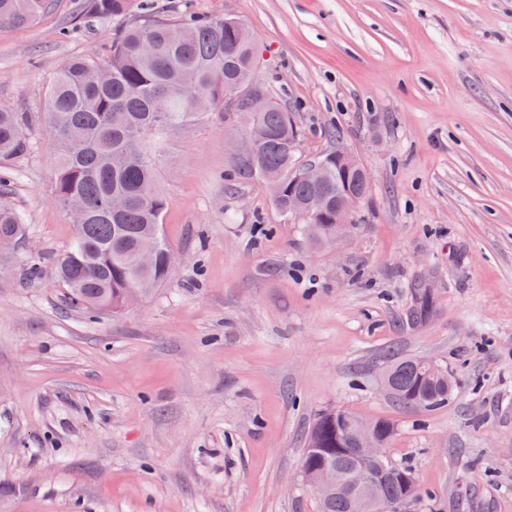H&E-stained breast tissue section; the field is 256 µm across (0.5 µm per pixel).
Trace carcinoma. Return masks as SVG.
<instances>
[{"label": "carcinoma", "instance_id": "1", "mask_svg": "<svg viewBox=\"0 0 512 512\" xmlns=\"http://www.w3.org/2000/svg\"><path fill=\"white\" fill-rule=\"evenodd\" d=\"M60 0H0V24L26 25L57 9ZM134 0H82L81 22L107 23L126 17ZM157 7L144 6L141 19L116 30L104 59L73 57L64 61L47 87L41 112L51 129L56 152V176L51 194L63 207L76 197L85 208L83 222L74 227L69 247L59 256L55 274L67 289L69 303L118 315L126 293L143 281L163 283L170 275L171 245L162 232L165 199L157 182L148 138L180 127L208 112L224 111V97L232 88L255 79V43L242 28L224 24L222 16L185 13L163 18ZM240 108L255 113L264 132L251 159L232 161L227 187L255 180L271 191L277 209L311 202L322 194L336 200V191L349 183L367 196L369 185L360 175H342L329 152L319 156L327 164L320 184L288 177L294 157L288 140L300 139L286 108L274 100ZM29 112L0 107V173L28 157L34 148L28 133ZM126 197L125 207L112 211V196ZM314 246L336 237L333 212L303 222ZM25 235L22 217L0 200V238L17 243ZM379 381L399 407L433 411L452 397L448 370L426 365L420 357L388 352L382 356ZM355 416L343 409L318 413L301 466H334L340 484L324 500L320 512H354L350 484L361 461L351 452L350 426ZM379 491L391 500L403 495L405 477L415 476L409 465L392 463Z\"/></svg>", "mask_w": 512, "mask_h": 512}]
</instances>
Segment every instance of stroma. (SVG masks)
<instances>
[{
  "label": "stroma",
  "instance_id": "35a3bbf8",
  "mask_svg": "<svg viewBox=\"0 0 512 512\" xmlns=\"http://www.w3.org/2000/svg\"><path fill=\"white\" fill-rule=\"evenodd\" d=\"M158 3L242 20L302 158L351 153L370 192L317 248L264 184L226 191L223 113L165 131L176 264L122 316L90 314L53 272L74 227L36 116L4 196L27 235L0 249V512H317L299 463L329 407L395 422L428 512H512V0ZM77 5L0 26V106L35 112L62 61L103 57L117 22L60 37ZM390 348L447 367L448 404L394 405Z\"/></svg>",
  "mask_w": 512,
  "mask_h": 512
}]
</instances>
